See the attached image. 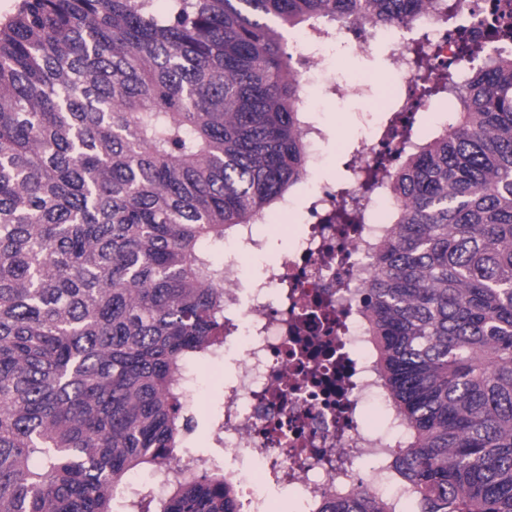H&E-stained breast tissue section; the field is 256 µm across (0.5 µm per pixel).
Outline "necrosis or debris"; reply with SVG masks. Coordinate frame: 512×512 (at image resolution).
<instances>
[{
    "instance_id": "obj_1",
    "label": "necrosis or debris",
    "mask_w": 512,
    "mask_h": 512,
    "mask_svg": "<svg viewBox=\"0 0 512 512\" xmlns=\"http://www.w3.org/2000/svg\"><path fill=\"white\" fill-rule=\"evenodd\" d=\"M495 0H458L460 24H444L428 12L401 27L376 29L365 21L343 29L351 46L367 52L376 37L394 47L387 73L390 94L412 98L416 72L414 42L427 40L435 71L456 77L464 63L463 43L486 42ZM337 38L306 37L301 78L321 81L327 98L368 99L369 78L338 81L334 67ZM363 213H386L391 200L364 196L357 185H319L302 207L287 201L284 214L301 210V233L289 234L288 250L276 263L262 265L243 280L245 258L267 246L254 226L240 231L224 250V343L238 349L232 373L217 385L208 438L225 458L250 459L237 475L238 512H273V490L295 491L309 512L336 485L368 483L390 488L386 459L399 445L362 421L364 406L384 408L390 430L402 422L384 395L357 300L349 285L364 273L382 236L379 224L353 225L339 235L328 217L342 198Z\"/></svg>"
}]
</instances>
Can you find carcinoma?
<instances>
[{"label":"carcinoma","instance_id":"1","mask_svg":"<svg viewBox=\"0 0 512 512\" xmlns=\"http://www.w3.org/2000/svg\"><path fill=\"white\" fill-rule=\"evenodd\" d=\"M454 0H20L0 23V512H236L181 379L224 343L211 249L306 181L291 31L406 24ZM462 48L449 128L398 107L364 187L394 207L358 286L405 423L410 512H512V23ZM343 203L333 224H361ZM184 476L160 496L142 468ZM365 486L317 512H397Z\"/></svg>","mask_w":512,"mask_h":512}]
</instances>
